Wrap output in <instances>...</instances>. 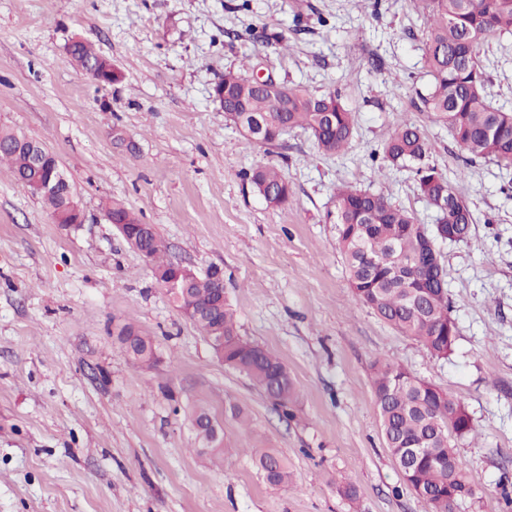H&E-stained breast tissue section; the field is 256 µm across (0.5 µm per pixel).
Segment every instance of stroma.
<instances>
[{
	"instance_id": "35a3bbf8",
	"label": "stroma",
	"mask_w": 512,
	"mask_h": 512,
	"mask_svg": "<svg viewBox=\"0 0 512 512\" xmlns=\"http://www.w3.org/2000/svg\"><path fill=\"white\" fill-rule=\"evenodd\" d=\"M426 29L413 0H0V127L55 156L86 217L55 224L0 163V512H427L385 443L379 360L471 415L476 433L455 450L473 494L457 512H512V168L469 161L421 110ZM75 39L111 59L112 84L70 63ZM479 56L489 101L512 110V33ZM243 66L338 92L355 113L347 151L322 155L299 128L273 148L248 141L210 98ZM403 117L473 217L466 240L438 246L457 327L445 360L354 298L330 219L351 187L434 223L414 172L380 168ZM268 163L288 207L248 178ZM106 199L153 225L171 260L222 269L241 336L293 379L289 410L215 357L107 221ZM128 326L152 339V368L129 361ZM230 402L252 432L225 418ZM198 406L220 420L223 458L196 452ZM258 442L287 457L288 486L263 481ZM249 179L265 202L272 207H285L291 200L292 189L274 164L254 168Z\"/></svg>"
}]
</instances>
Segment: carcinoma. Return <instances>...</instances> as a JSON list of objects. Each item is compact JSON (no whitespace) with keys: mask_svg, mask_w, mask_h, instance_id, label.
I'll return each mask as SVG.
<instances>
[{"mask_svg":"<svg viewBox=\"0 0 512 512\" xmlns=\"http://www.w3.org/2000/svg\"><path fill=\"white\" fill-rule=\"evenodd\" d=\"M430 19L425 37L424 63L432 83L419 95L423 108L431 112L469 160L488 159L512 167V111L494 108L488 102L487 76L478 60V47L490 35L512 30V0H416ZM71 63L84 67L97 57L82 41L71 44ZM224 111L233 113L231 123L248 130L254 119L263 124L254 136L257 144L274 147L291 129L307 131L327 156L347 148L354 129L353 112L340 95L326 91L310 93L300 85L280 84L281 91L253 87L249 76L227 71ZM18 132L0 128V161L11 166L20 184L44 179L32 170L24 154L11 147ZM388 168L414 171L418 188L435 207L436 223L445 225L450 241L469 236L472 214L448 182L429 162V147L418 127L406 119L398 122L381 147ZM249 179L265 202L285 207L292 189L274 164L254 168ZM53 219L71 227L60 216L63 201L48 192L40 196ZM334 224L349 281L357 301L372 308L385 322L413 337L433 356L446 359L455 346L448 337L457 336L448 302V271L440 256L427 247V240L440 238L437 227L415 222L407 211L380 194L343 187L337 190ZM139 253L154 269L172 265L167 245L156 230L139 245ZM218 280L195 275L189 286L191 299L175 293L170 298L180 310L197 312L192 323L207 338L214 321L224 325V365L245 374L283 411L294 400L293 381L284 364L270 351L238 333L229 303L213 318L210 308ZM138 365H150L155 347L141 337L127 351ZM373 387L381 429L406 487L425 502L429 512H455L459 503L473 495L452 439L474 431L465 407L431 382L419 379L404 367L378 362ZM266 483L279 487L288 483V460L274 448L252 451Z\"/></svg>","mask_w":512,"mask_h":512,"instance_id":"cac0c4a2","label":"carcinoma"}]
</instances>
